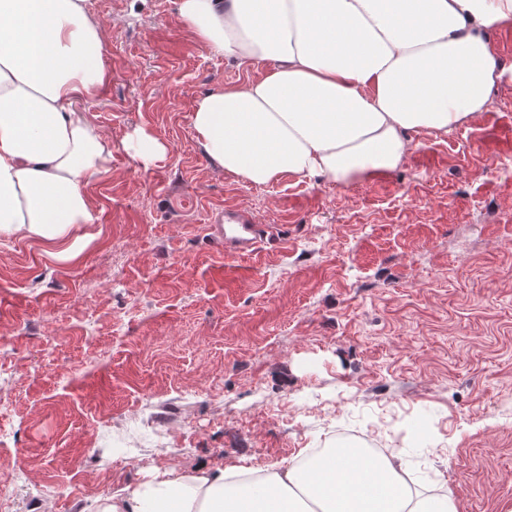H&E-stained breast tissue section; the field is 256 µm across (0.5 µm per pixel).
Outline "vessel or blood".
Wrapping results in <instances>:
<instances>
[{
  "instance_id": "b4317fda",
  "label": "vessel or blood",
  "mask_w": 512,
  "mask_h": 512,
  "mask_svg": "<svg viewBox=\"0 0 512 512\" xmlns=\"http://www.w3.org/2000/svg\"><path fill=\"white\" fill-rule=\"evenodd\" d=\"M208 237L220 245L228 259L255 253L264 239L277 236L275 225L258 223L256 218L236 211H212L207 226Z\"/></svg>"
}]
</instances>
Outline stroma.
Masks as SVG:
<instances>
[{
  "mask_svg": "<svg viewBox=\"0 0 512 512\" xmlns=\"http://www.w3.org/2000/svg\"><path fill=\"white\" fill-rule=\"evenodd\" d=\"M108 82L77 102L112 137L97 238L61 263L0 240V512H95L155 474L262 473L317 448H396L416 497L512 512V82L350 184L256 186L190 114L249 70L176 0H88ZM169 146L147 170L123 149ZM281 242L225 261L211 209ZM131 158L144 170L163 158L168 145L144 128H137L128 133L122 141Z\"/></svg>",
  "mask_w": 512,
  "mask_h": 512,
  "instance_id": "1",
  "label": "stroma"
}]
</instances>
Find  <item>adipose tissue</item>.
I'll use <instances>...</instances> for the list:
<instances>
[{
    "mask_svg": "<svg viewBox=\"0 0 512 512\" xmlns=\"http://www.w3.org/2000/svg\"><path fill=\"white\" fill-rule=\"evenodd\" d=\"M87 3L0 0V239L60 261L93 241L88 187L112 172L111 135L74 109L107 80ZM178 13L252 71L199 97L190 120L215 166L254 185L394 169L415 135L486 111L512 80L489 38L512 29V0H178ZM394 460L346 446L255 481L165 472L99 496L97 512H456L413 498Z\"/></svg>",
    "mask_w": 512,
    "mask_h": 512,
    "instance_id": "obj_1",
    "label": "adipose tissue"
}]
</instances>
